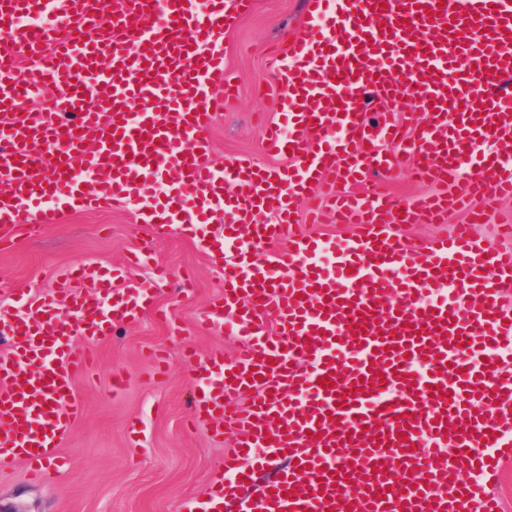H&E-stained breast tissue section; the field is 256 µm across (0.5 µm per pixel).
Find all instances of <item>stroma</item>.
Returning <instances> with one entry per match:
<instances>
[{
  "label": "stroma",
  "mask_w": 512,
  "mask_h": 512,
  "mask_svg": "<svg viewBox=\"0 0 512 512\" xmlns=\"http://www.w3.org/2000/svg\"><path fill=\"white\" fill-rule=\"evenodd\" d=\"M306 5L256 0L249 16L225 30L224 65L239 93L207 132L216 162L246 156L268 164L261 147L264 107L255 90L270 80L269 47L292 43L302 33ZM11 239L12 246L0 250V306L22 317L28 310L17 304L15 289L32 297L54 291L56 282L43 276L48 269L64 271L83 261L109 268L142 248L171 280L156 294L158 313L113 325L111 337L94 346V362L77 382L84 412L61 444L66 465L55 481L35 482L24 461H13L0 470V506L10 512H184L186 504L204 500L234 440L215 439L205 426L190 423L194 370L185 355L203 358L220 350L229 360L240 344L238 337L204 330L196 321L224 288L221 266L181 231L154 236L131 207L69 211L47 227L14 230ZM155 348L165 350L167 372L150 362ZM116 370L126 375L117 392ZM132 419L141 421V434L128 433Z\"/></svg>",
  "instance_id": "35a3bbf8"
}]
</instances>
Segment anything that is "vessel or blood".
<instances>
[{
	"mask_svg": "<svg viewBox=\"0 0 512 512\" xmlns=\"http://www.w3.org/2000/svg\"><path fill=\"white\" fill-rule=\"evenodd\" d=\"M253 6L0 0V209L14 228L120 205L158 237L204 211L245 226L229 252L197 239L224 270L199 322L243 343L193 362L196 422L236 439L212 490L236 512H505L491 479L512 455V225L496 245L471 227L512 197V0H309L303 36L267 60L282 86L264 135L275 165L219 169L206 131L235 91L224 29ZM24 11L48 20L22 27ZM44 97L49 111L26 108ZM407 162L432 194L350 193ZM315 191L308 223L329 215L357 236L296 232ZM452 210L467 221L448 237L400 234ZM167 277L87 262L29 317L0 312V465L22 456L50 479L91 344L152 308ZM257 455L288 466L252 497Z\"/></svg>",
	"mask_w": 512,
	"mask_h": 512,
	"instance_id": "vessel-or-blood-1",
	"label": "vessel or blood"
}]
</instances>
